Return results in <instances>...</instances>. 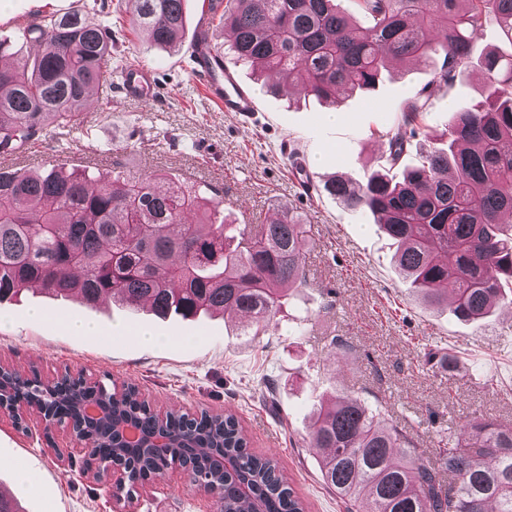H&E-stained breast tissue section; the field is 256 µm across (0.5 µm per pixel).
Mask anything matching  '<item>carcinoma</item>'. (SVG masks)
Returning <instances> with one entry per match:
<instances>
[{"instance_id":"obj_1","label":"carcinoma","mask_w":512,"mask_h":512,"mask_svg":"<svg viewBox=\"0 0 512 512\" xmlns=\"http://www.w3.org/2000/svg\"><path fill=\"white\" fill-rule=\"evenodd\" d=\"M363 22L340 12L336 0H226L214 29L234 34L227 53L252 67L265 92L281 82L303 97L328 100L339 91H369L394 59L430 68L431 82L451 87L463 76L472 41L496 25L512 47V0H358ZM132 24L156 45H173L185 27L184 0H136ZM41 50L31 60L0 66V154L17 156L40 138L80 124L88 91L118 89L106 76L133 67L112 65L111 26L80 11L27 28ZM487 95L448 121V150H421L418 165L397 180L390 171L406 149L407 128L427 112V100L406 101L388 143L387 171L364 183L324 181L322 191L355 212L377 218L398 245L404 278L432 303L452 302L458 320L484 318L493 301L512 304V53L490 51L478 62ZM168 188L159 190L156 184ZM195 217L186 224L184 218ZM306 225L282 212L252 231L225 233L222 202L159 170L127 179L110 169L90 173L66 162L41 172L0 168V300L38 284L56 297L88 304L103 298L126 305L150 301L158 315L183 317L234 309L245 333H266L286 289L305 281ZM7 399L45 406L84 425L93 463L133 466L116 496L131 498L136 483L164 475L182 458L196 460L195 481L216 495V512H305L278 462L249 451L238 420L206 411L169 414L160 427L140 391L120 393L97 382L49 386L38 377L0 371ZM96 406L102 416L85 420ZM163 436L153 450L129 446L125 429ZM311 441L325 449L324 482L365 512H512V428L473 419L448 431L436 449L448 483L416 464L412 443L383 412L358 398L338 397L321 408Z\"/></svg>"}]
</instances>
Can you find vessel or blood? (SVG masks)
I'll list each match as a JSON object with an SVG mask.
<instances>
[{
  "instance_id": "obj_1",
  "label": "vessel or blood",
  "mask_w": 512,
  "mask_h": 512,
  "mask_svg": "<svg viewBox=\"0 0 512 512\" xmlns=\"http://www.w3.org/2000/svg\"><path fill=\"white\" fill-rule=\"evenodd\" d=\"M191 70L201 81L203 95L226 112L244 116L257 110L255 97L241 84L235 70L227 65L214 44L208 15H201L197 37L191 47ZM154 87V72L148 67L135 68L123 79V88L130 96H141Z\"/></svg>"
}]
</instances>
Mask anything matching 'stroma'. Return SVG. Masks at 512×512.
<instances>
[{"instance_id": "obj_1", "label": "stroma", "mask_w": 512, "mask_h": 512, "mask_svg": "<svg viewBox=\"0 0 512 512\" xmlns=\"http://www.w3.org/2000/svg\"><path fill=\"white\" fill-rule=\"evenodd\" d=\"M84 0H0L4 63L34 52L28 24L82 8ZM206 0H186L187 24L176 49L163 50L130 25L123 0L112 26L116 54L155 71L145 99L94 89L90 107L70 135L31 143L24 159L0 156V168L56 162L111 168L132 177L156 170L189 178L224 199L234 223L258 225L287 210L311 226L303 266L305 285L291 289L266 335H244L241 320L224 316L167 318L109 300L89 306L39 290L0 301V361L36 369L42 380L83 372L106 385L137 384L153 408L232 413L253 452L273 455L306 512H348L323 482L321 452L310 445L321 403L355 396L380 408L417 444V461L438 465L435 450L448 430L487 415L512 424V318L493 310L483 320H456L430 305L402 279L395 250L374 217L344 208L315 187L331 174L365 181L386 163L385 131L405 102L427 99L424 121L408 137L404 164H415L431 141L448 144L450 109L483 96L478 70L450 89L431 85L428 68L394 63L377 88L342 96L335 108L261 91L250 68L236 64L259 110L245 117L224 112L200 93L190 71V47ZM48 319L31 321V311ZM79 317L98 335L79 338L63 324ZM145 326L157 341L145 345L115 334V326ZM454 362L443 374L441 356ZM27 431L0 416V492L10 493L14 464L36 484L19 502L22 512H112L107 487L83 474L81 456L59 459L69 447L60 428L29 413ZM136 512H215L212 494L179 476L135 491Z\"/></svg>"}]
</instances>
